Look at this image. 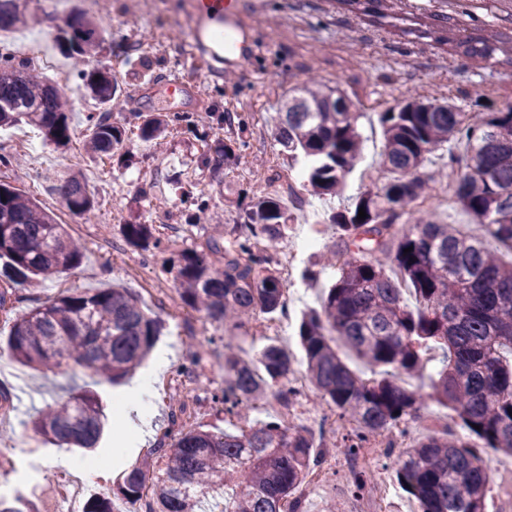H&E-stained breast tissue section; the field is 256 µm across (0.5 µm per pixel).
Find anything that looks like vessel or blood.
Instances as JSON below:
<instances>
[{
    "label": "vessel or blood",
    "mask_w": 512,
    "mask_h": 512,
    "mask_svg": "<svg viewBox=\"0 0 512 512\" xmlns=\"http://www.w3.org/2000/svg\"><path fill=\"white\" fill-rule=\"evenodd\" d=\"M252 29L242 0H193L188 38L205 78L220 79L242 67L251 51Z\"/></svg>",
    "instance_id": "b4317fda"
}]
</instances>
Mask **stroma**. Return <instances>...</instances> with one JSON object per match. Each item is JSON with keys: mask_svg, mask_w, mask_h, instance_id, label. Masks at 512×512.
<instances>
[{"mask_svg": "<svg viewBox=\"0 0 512 512\" xmlns=\"http://www.w3.org/2000/svg\"><path fill=\"white\" fill-rule=\"evenodd\" d=\"M243 5L246 14L257 19L254 52L241 71L206 83L201 80L202 65L185 45L190 0H94L90 8L85 0H66L62 6L57 0H27L37 23L9 32L18 43L14 55L22 59L24 44L54 39L56 27L71 13H87L99 41L90 64L108 69L122 89L106 110L86 96L72 101L71 144L66 150L46 143L38 129L25 124L0 129V154L15 158L9 169L0 168V180L55 211L58 221L83 246L80 264L55 278L12 287L0 281V290L11 291L7 310H0V342L6 341L18 315L62 291L114 284L139 295L145 312L162 324L155 347L168 351L171 366L160 375L161 387L154 392L152 437L138 453L117 456L112 446L115 431L108 428L96 450L98 459L106 463L109 479L90 483V493L113 499L116 512H141V502L117 499L113 493L125 471L159 442L173 444L180 432L197 426L236 430V418L213 399L224 387L225 345L250 357L273 342L292 354L295 370L304 368L298 318L320 306L325 288L336 278L335 269L320 266L317 252L335 246L338 232L318 220L304 222L303 216L318 217L324 210L337 208V199L301 191L302 204L294 223L283 241L271 249L274 267L284 274L285 307L277 315L261 314L239 330L225 331L181 302L166 271L171 253L186 248L205 250L211 235L234 228L241 208L251 199L268 193L287 195L295 168L282 153L267 115L288 88L313 79L345 92L360 111L364 163L347 179L352 194L362 187L375 188L384 180L378 113L413 99H451L466 111L495 112L512 106V67L495 57L472 64L451 43L425 37L420 10L388 8L386 19L377 25L338 0H243ZM174 75L201 85L199 96L187 98L179 107L181 114L191 116L192 125L156 145L129 137L117 158L102 159L84 151L89 114L105 110L112 124L132 128L136 113L158 109L157 89L150 86V79ZM221 113L230 114L231 123L217 125ZM208 138L238 146V164L233 170L221 166L199 169L198 157ZM73 172L86 177L97 200L95 210L84 216L58 210L52 191ZM175 178L206 193L209 209L200 222L187 223L195 202L175 193L171 187ZM135 221L154 226L161 240L159 249L145 253L126 245L122 226ZM302 236L318 238L317 251L307 250L289 259V249ZM282 322L287 325L286 334L273 332V325ZM2 361L8 362L9 369L0 371V449H9L10 454L0 473V494L15 495L23 490L25 477L33 475L49 495L30 497L27 512H66L53 462L62 457L82 461V451L45 443L33 434L30 421L48 404L67 397L72 387L92 385L106 408L120 389L103 381L92 382L78 366L69 374H55L20 365L0 349ZM20 379L27 382L30 392L22 407L14 398ZM294 392L292 404L300 407V415L289 417L287 406L269 395L256 402L253 420L278 418L290 428L312 430L315 456L340 454L345 429L335 412L310 382L295 386ZM404 427L405 445L429 434L463 432L453 413L431 400ZM402 453V447L392 449L380 470L365 472L364 480L393 486L392 512H420L415 498L398 486L395 468Z\"/></svg>", "mask_w": 512, "mask_h": 512, "instance_id": "obj_1", "label": "stroma"}]
</instances>
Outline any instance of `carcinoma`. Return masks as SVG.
Instances as JSON below:
<instances>
[{"instance_id":"1","label":"carcinoma","mask_w":512,"mask_h":512,"mask_svg":"<svg viewBox=\"0 0 512 512\" xmlns=\"http://www.w3.org/2000/svg\"><path fill=\"white\" fill-rule=\"evenodd\" d=\"M30 16L23 0H0V31L24 26ZM57 41L67 55L91 56L97 44L92 23L69 16ZM87 95L105 105L118 86L108 72H83ZM345 93L315 82L288 90L271 122L282 152L302 161L303 188L334 195L342 207L328 217L339 244L326 256L338 276L321 308L304 315L298 327L310 382L339 419L355 425L343 454L353 456L373 438L391 435L428 399L451 409L469 433L463 441L448 433L427 435L396 462V476L421 512H485L492 455L512 454V263L502 262L493 243L512 248V107L506 112H465L451 102H406L405 112H380L384 131L382 168L388 174L377 190L344 195V180L361 161L359 112H341ZM69 103L59 88L0 53V126L40 128L58 148L70 140ZM137 137L165 139L187 118L138 114ZM127 137L108 118L90 117L87 145L109 155ZM466 144L464 171L453 187L457 206L480 224L473 236L459 225L419 208L432 177L421 169L439 155L445 169L457 163L453 146ZM71 214H89L95 197L81 178L57 189ZM0 257L9 260L3 276L23 284L52 279L76 266L81 246L55 214L7 183L0 182ZM367 217L357 219L359 209ZM418 213L409 227L398 223ZM240 239L212 237L208 253L183 249L167 261L184 304L212 323L240 328L258 313L284 308L279 272L268 250L282 241L292 213L276 194L243 209ZM130 246L158 248L150 224L122 226ZM410 252H405V249ZM411 290L416 307L403 301ZM161 324L147 316L139 298L114 286L66 292L16 318L7 349L19 363L66 373L76 364L114 384L147 356ZM380 377L364 378L336 349V340ZM441 351L431 391L408 388L403 378H421L428 355ZM292 358L283 347L264 345L252 359L224 346V409L242 425L237 432L198 426L172 447L159 443L126 473L117 494L139 500L144 512H207L223 492L221 512H303L296 489L315 463V442L306 429L280 420L250 421L254 402L267 391L283 404L293 391L283 379ZM33 430L59 448H95L102 431L97 395L84 388L49 406L32 420Z\"/></svg>"}]
</instances>
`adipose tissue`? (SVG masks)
<instances>
[{"mask_svg": "<svg viewBox=\"0 0 512 512\" xmlns=\"http://www.w3.org/2000/svg\"><path fill=\"white\" fill-rule=\"evenodd\" d=\"M170 360L166 355H157L144 372L123 395V432L114 443L116 454H125L134 444L145 443L151 431L153 418V379L167 370Z\"/></svg>", "mask_w": 512, "mask_h": 512, "instance_id": "obj_1", "label": "adipose tissue"}]
</instances>
